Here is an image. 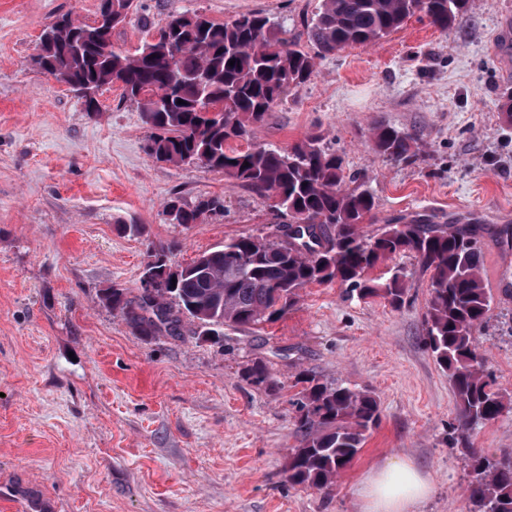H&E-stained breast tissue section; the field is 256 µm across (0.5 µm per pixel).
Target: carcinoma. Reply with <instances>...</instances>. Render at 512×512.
<instances>
[{
  "label": "carcinoma",
  "mask_w": 512,
  "mask_h": 512,
  "mask_svg": "<svg viewBox=\"0 0 512 512\" xmlns=\"http://www.w3.org/2000/svg\"><path fill=\"white\" fill-rule=\"evenodd\" d=\"M134 0H99L85 22L63 16L39 37L38 68L72 90L121 84L152 129L146 152L174 166L201 165L274 201L276 215L297 225L288 238L230 239L182 266L172 247L153 251L145 267L164 287L150 297L107 288L102 304L118 312L137 336H179L184 323L194 334H224V327L274 323L296 304L299 291L318 283L347 285L357 298L382 297L399 308L407 283L399 273L383 279L369 272L388 259L411 254L430 275L425 341L448 372L463 438L507 406L505 393L483 367L474 334L487 322L491 296L482 278L476 231L464 224L440 230L413 219L385 224L366 236L373 221V194L345 187L342 160L321 133L286 147L256 141L258 129L284 95L314 72V56L294 39L280 36L271 19L248 12L224 24L200 11L169 16L156 42L134 53L114 50L112 30L128 18ZM474 0H320L314 17L302 20L308 41L323 57L346 48H367L419 13L446 32ZM235 60L234 65L228 61ZM184 103H178V100ZM244 140L246 147L229 143ZM374 150L389 160L416 157L415 138L378 126ZM249 166H244V163ZM224 204L203 198L192 207L177 200L164 206L171 224H195ZM299 405L303 438L285 468L288 483L330 490L363 448L365 433L380 419L377 398L348 386H329L311 373ZM471 496L479 512H512V459L491 461L470 451Z\"/></svg>",
  "instance_id": "carcinoma-1"
}]
</instances>
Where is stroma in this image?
Instances as JSON below:
<instances>
[{
    "label": "stroma",
    "mask_w": 512,
    "mask_h": 512,
    "mask_svg": "<svg viewBox=\"0 0 512 512\" xmlns=\"http://www.w3.org/2000/svg\"><path fill=\"white\" fill-rule=\"evenodd\" d=\"M112 33L126 53L168 16L201 10L217 23L267 13L289 36L320 0H136ZM99 0H0V474L52 499L56 512H360L357 489L373 467L410 459L434 481L418 512H472L469 448L454 439L447 376L424 342L430 279L397 256L408 285L401 308L312 284L282 320L194 335L138 336L100 293L136 292L154 249L176 244L186 264L241 236L275 238L269 202L223 173L150 157V133L119 85L86 111L65 85L32 64L43 27L68 14L92 21ZM512 0H475L448 33L421 15L367 48L316 59L315 71L271 112L260 142L285 147L320 132L347 176L375 196L382 224L424 217L472 224L493 296L475 333L483 364L512 393V124L499 94L512 88L501 31ZM413 133L416 159L370 147L373 128ZM218 197L223 213L189 226L162 213ZM141 225V234L126 232ZM268 370L257 384L245 371ZM370 392L381 422L330 491L288 484L298 429L301 371ZM471 446L512 457V405L476 430Z\"/></svg>",
    "instance_id": "1"
}]
</instances>
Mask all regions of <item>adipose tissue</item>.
<instances>
[{
    "label": "adipose tissue",
    "mask_w": 512,
    "mask_h": 512,
    "mask_svg": "<svg viewBox=\"0 0 512 512\" xmlns=\"http://www.w3.org/2000/svg\"><path fill=\"white\" fill-rule=\"evenodd\" d=\"M432 492L427 474L409 460L394 459L367 473L358 498L361 512H415Z\"/></svg>",
    "instance_id": "obj_1"
}]
</instances>
